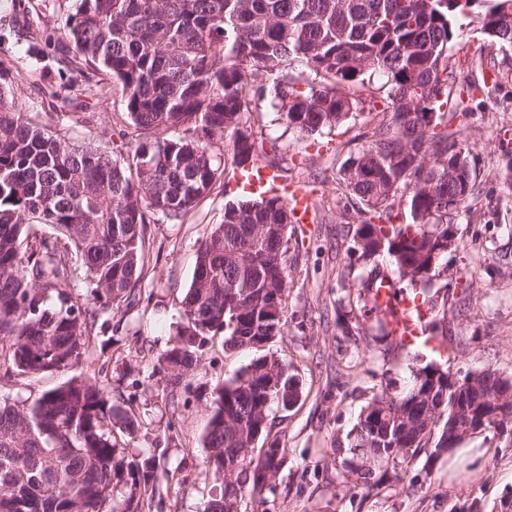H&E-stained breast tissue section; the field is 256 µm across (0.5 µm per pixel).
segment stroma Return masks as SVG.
<instances>
[{"instance_id":"1","label":"stroma","mask_w":512,"mask_h":512,"mask_svg":"<svg viewBox=\"0 0 512 512\" xmlns=\"http://www.w3.org/2000/svg\"><path fill=\"white\" fill-rule=\"evenodd\" d=\"M72 11L73 0H0V93L67 142L126 157L130 137L120 91L101 72L79 73L63 63L72 54ZM484 45L475 25L463 26L451 50L462 86L474 81ZM489 53L502 72L499 84L485 93L453 94L450 101L458 114L451 130L479 193L455 217L460 248L448 252L447 269L434 280L447 287V315L438 330L447 351L390 349L363 330L345 300L365 274L353 256L363 216L340 169L364 144L375 113L357 110L331 134L304 138L275 123L261 99L248 123L276 138L273 162L288 180L306 184L317 203L315 223L288 228L282 335L259 351L228 350L223 336L208 338L177 387L157 368L182 322L199 245L222 222L225 204L239 197L218 184L180 222L151 216L144 227L147 263L132 304L102 309L92 302L83 271L75 270L67 289L95 317L80 360L43 374L0 373V401L31 400L75 376L108 382L113 399L141 423L129 447L155 455L175 473L151 512H202L213 485L202 442L212 390L264 354L288 365L303 395L290 411L270 413L256 443L258 459L270 444L285 449L274 491L245 496L239 512H502L512 495V441L492 431L439 455L428 448L412 459L398 456L367 483L346 467L347 435L362 406L382 390L402 395L412 370L434 364L461 378L489 366L512 377V47L493 46ZM63 91L71 98L66 107L58 99Z\"/></svg>"}]
</instances>
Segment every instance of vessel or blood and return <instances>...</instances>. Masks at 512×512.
I'll use <instances>...</instances> for the list:
<instances>
[{
  "instance_id": "1",
  "label": "vessel or blood",
  "mask_w": 512,
  "mask_h": 512,
  "mask_svg": "<svg viewBox=\"0 0 512 512\" xmlns=\"http://www.w3.org/2000/svg\"><path fill=\"white\" fill-rule=\"evenodd\" d=\"M235 190L245 194L276 195L288 205L295 223L314 221L315 198L298 183L288 181L281 172L266 164L255 162L235 171L232 177ZM372 299L385 318L396 344L408 348L417 344L439 347L440 341L431 336L428 328L431 311L421 299L411 298L398 290L394 279H386Z\"/></svg>"
}]
</instances>
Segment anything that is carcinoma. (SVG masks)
Masks as SVG:
<instances>
[{
    "instance_id": "1",
    "label": "carcinoma",
    "mask_w": 512,
    "mask_h": 512,
    "mask_svg": "<svg viewBox=\"0 0 512 512\" xmlns=\"http://www.w3.org/2000/svg\"><path fill=\"white\" fill-rule=\"evenodd\" d=\"M452 0H75L68 36L74 64L108 74L121 87L136 146L126 160L70 146L31 123L0 95V369L47 373L81 358L86 309L66 285L73 261L104 309L132 302L145 267L144 225L151 214L182 220L225 168L213 144L232 140L238 168L268 157L265 138L247 125L254 98H269L286 129L303 136L332 130L361 105L382 117L371 139L349 155L342 183L363 205L357 260L389 256L400 282L432 310L429 331L447 309L432 291L452 220L478 193L467 156L451 152L456 86L450 50L466 8ZM480 29L512 47V0H485ZM301 65L317 82L303 88ZM360 86L369 97L347 91ZM406 197L409 221L394 205ZM292 217L278 196L224 208L198 249L184 323L158 358L177 385L207 336L224 333L228 350L260 349L281 335L288 288ZM46 224L74 252L27 226ZM368 277L350 311L374 312ZM449 372L413 371L401 397L375 393L347 435L372 471L394 460L456 448L465 432L448 422L509 382L489 367L460 394ZM203 434L213 487L203 512H231L247 493L275 489L285 449L272 444L253 462V440L269 412L287 411L302 384L281 360L258 357L215 386ZM446 417V423L439 420ZM140 427L103 382L74 377L31 402L0 403V512H150L160 475L154 456L119 443Z\"/></svg>"
}]
</instances>
